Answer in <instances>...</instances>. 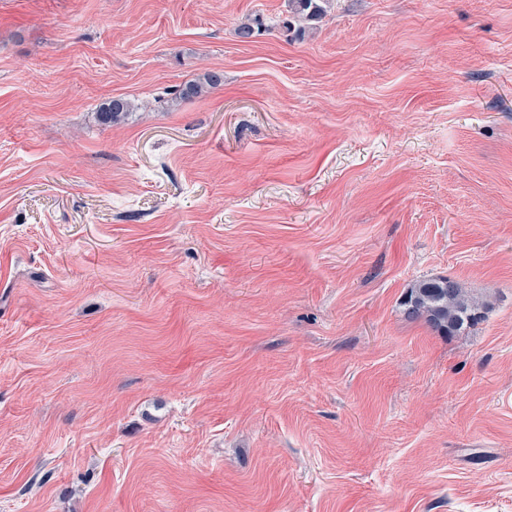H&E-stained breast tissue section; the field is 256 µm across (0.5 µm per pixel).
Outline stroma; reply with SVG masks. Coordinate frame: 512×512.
Here are the masks:
<instances>
[{
    "label": "stroma",
    "mask_w": 512,
    "mask_h": 512,
    "mask_svg": "<svg viewBox=\"0 0 512 512\" xmlns=\"http://www.w3.org/2000/svg\"><path fill=\"white\" fill-rule=\"evenodd\" d=\"M324 7L0 0V512H512V0ZM224 82V75L218 71H207L197 80L184 84L176 89L174 94L176 99L186 100L198 97L207 92L208 89L216 88ZM132 111V103L126 98H112L99 110V119L104 125L118 124ZM448 288H451L448 291ZM408 318H424L437 331L452 335L481 319L478 305L454 280H421L409 288L402 302Z\"/></svg>",
    "instance_id": "obj_1"
}]
</instances>
